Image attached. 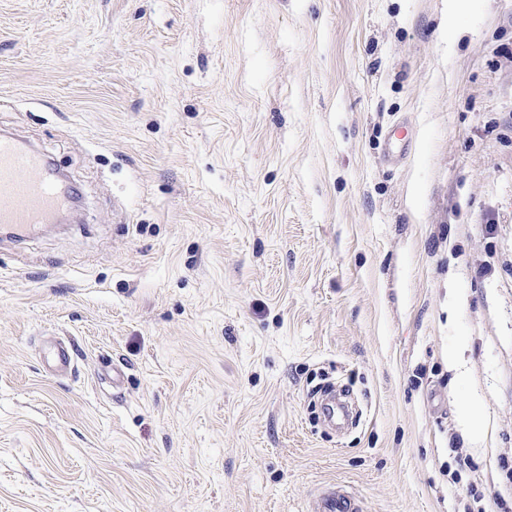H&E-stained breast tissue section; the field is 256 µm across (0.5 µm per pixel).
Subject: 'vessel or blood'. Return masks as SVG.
I'll use <instances>...</instances> for the list:
<instances>
[{
	"instance_id": "obj_1",
	"label": "vessel or blood",
	"mask_w": 512,
	"mask_h": 512,
	"mask_svg": "<svg viewBox=\"0 0 512 512\" xmlns=\"http://www.w3.org/2000/svg\"><path fill=\"white\" fill-rule=\"evenodd\" d=\"M63 183L47 156L14 136H0V228L20 240L41 224L55 223L68 205ZM317 512H359L358 498L341 488L324 493Z\"/></svg>"
}]
</instances>
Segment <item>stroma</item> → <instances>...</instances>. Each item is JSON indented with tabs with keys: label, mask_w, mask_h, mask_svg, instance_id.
Here are the masks:
<instances>
[{
	"label": "stroma",
	"mask_w": 512,
	"mask_h": 512,
	"mask_svg": "<svg viewBox=\"0 0 512 512\" xmlns=\"http://www.w3.org/2000/svg\"><path fill=\"white\" fill-rule=\"evenodd\" d=\"M1 130L0 512H512V0H0ZM64 184L47 156L14 136H0V228L21 240L40 224H55L68 205ZM316 512H358V498L342 489H332L324 493L316 502Z\"/></svg>",
	"instance_id": "stroma-1"
}]
</instances>
